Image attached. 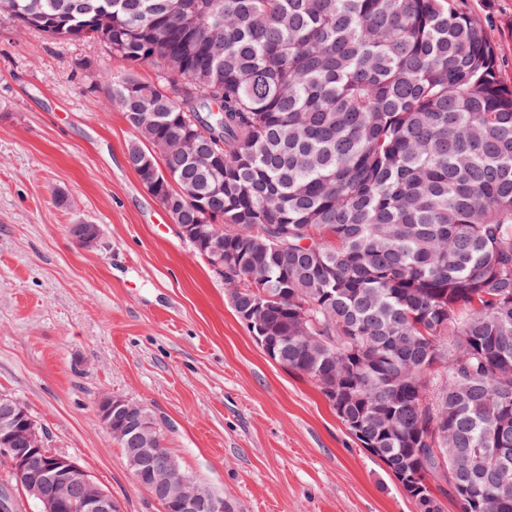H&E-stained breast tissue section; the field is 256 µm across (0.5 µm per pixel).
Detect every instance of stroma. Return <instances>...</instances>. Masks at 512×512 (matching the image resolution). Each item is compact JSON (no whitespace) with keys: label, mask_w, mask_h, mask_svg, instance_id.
Returning a JSON list of instances; mask_svg holds the SVG:
<instances>
[{"label":"stroma","mask_w":512,"mask_h":512,"mask_svg":"<svg viewBox=\"0 0 512 512\" xmlns=\"http://www.w3.org/2000/svg\"><path fill=\"white\" fill-rule=\"evenodd\" d=\"M512 84V0H461ZM121 67L95 39L0 19V394L121 512H162L95 418L150 408L182 470L234 512H415L308 380L274 363L126 161ZM74 224L97 225L79 245Z\"/></svg>","instance_id":"stroma-1"}]
</instances>
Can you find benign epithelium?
<instances>
[{
  "label": "benign epithelium",
  "instance_id": "obj_1",
  "mask_svg": "<svg viewBox=\"0 0 512 512\" xmlns=\"http://www.w3.org/2000/svg\"><path fill=\"white\" fill-rule=\"evenodd\" d=\"M74 240L88 247L96 241L98 229L93 224L70 227ZM195 246L205 245L214 256L213 267L224 272L222 244L200 230L192 238ZM130 400L107 396L96 407L100 425L112 431L113 419L126 418L120 433L132 444L136 464L144 473L159 477L151 496L165 512H227L229 504L211 489L185 478L175 458L164 448L152 447L150 433L155 421L148 414L133 411ZM35 419L18 404H0V458L20 477L19 486L41 499V512H114L112 494L104 489L77 461L58 454L47 463Z\"/></svg>",
  "mask_w": 512,
  "mask_h": 512
}]
</instances>
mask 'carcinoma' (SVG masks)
Wrapping results in <instances>:
<instances>
[{"mask_svg":"<svg viewBox=\"0 0 512 512\" xmlns=\"http://www.w3.org/2000/svg\"><path fill=\"white\" fill-rule=\"evenodd\" d=\"M6 4L112 49L127 163L151 165L175 223L224 238L227 293L288 371L336 386V416L416 512L448 495L512 512V456L495 477L512 449V86L482 20L459 0ZM188 113L197 139L164 151Z\"/></svg>","mask_w":512,"mask_h":512,"instance_id":"obj_1","label":"carcinoma"}]
</instances>
